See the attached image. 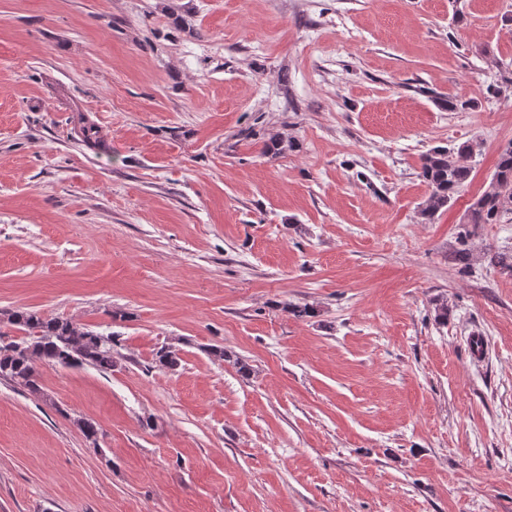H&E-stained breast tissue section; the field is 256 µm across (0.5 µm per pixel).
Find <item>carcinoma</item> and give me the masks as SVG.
<instances>
[{"instance_id":"cac0c4a2","label":"carcinoma","mask_w":512,"mask_h":512,"mask_svg":"<svg viewBox=\"0 0 512 512\" xmlns=\"http://www.w3.org/2000/svg\"><path fill=\"white\" fill-rule=\"evenodd\" d=\"M481 142L466 141L457 147H436L421 157L420 176L430 189L420 210L426 223L450 207L455 196L472 176L470 159L480 154ZM512 214V140L497 151L495 169L489 187L476 195L464 216L465 224H500ZM7 321L18 330L35 337L28 343L3 340L0 333V377L8 378L33 393L41 392L33 363L51 365L85 364L100 371L112 369V335L78 326L62 317L14 310Z\"/></svg>"}]
</instances>
